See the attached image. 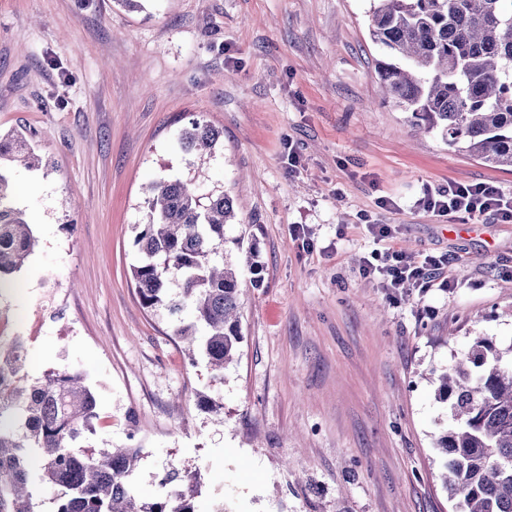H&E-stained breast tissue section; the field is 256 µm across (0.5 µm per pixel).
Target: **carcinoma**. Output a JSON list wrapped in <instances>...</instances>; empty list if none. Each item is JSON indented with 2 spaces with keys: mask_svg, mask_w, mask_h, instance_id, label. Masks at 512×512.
<instances>
[{
  "mask_svg": "<svg viewBox=\"0 0 512 512\" xmlns=\"http://www.w3.org/2000/svg\"><path fill=\"white\" fill-rule=\"evenodd\" d=\"M369 34L386 58L377 62L382 87L411 112L417 131L435 132L452 149L496 167L512 168V0H374ZM220 134L195 121L182 133L187 151L211 150ZM42 159L26 135L0 137V287L11 283L38 244L12 200L9 164ZM148 221L134 227L139 261L131 278L142 305L190 310L175 336L189 357L201 353L223 371L242 340L243 288L228 258L244 235L221 192L204 197L180 180L152 182L144 198ZM178 283L172 296L169 288ZM24 341L0 351V512H38L36 483L59 489L54 512H197L198 480L173 468L175 486L140 502L126 478L138 448L85 445L98 418L82 372L50 371L31 380ZM452 428L440 437L442 481L460 512H512V358L484 338L439 376Z\"/></svg>",
  "mask_w": 512,
  "mask_h": 512,
  "instance_id": "cac0c4a2",
  "label": "carcinoma"
}]
</instances>
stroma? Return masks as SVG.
Here are the masks:
<instances>
[{"label": "stroma", "instance_id": "35a3bbf8", "mask_svg": "<svg viewBox=\"0 0 512 512\" xmlns=\"http://www.w3.org/2000/svg\"><path fill=\"white\" fill-rule=\"evenodd\" d=\"M372 3L0 0V135L51 164L11 174L39 245L0 291V346L24 341L32 379L85 374L88 443L139 448L143 501L175 466L199 512H455L434 380L475 338L512 347V223L417 201L451 182L510 196L512 169L414 133L384 98ZM195 120L221 134L210 153L180 144ZM176 178L228 194L226 234L245 237L243 338L220 378L130 281L145 189ZM392 246L447 258L453 288L363 276Z\"/></svg>", "mask_w": 512, "mask_h": 512}]
</instances>
